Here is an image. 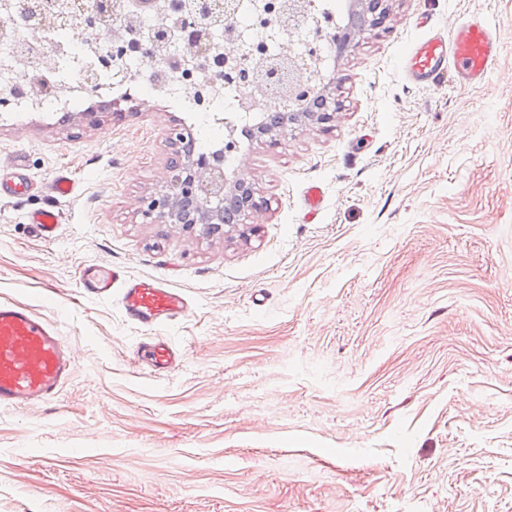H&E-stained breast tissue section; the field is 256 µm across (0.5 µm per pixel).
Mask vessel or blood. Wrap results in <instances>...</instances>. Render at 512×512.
<instances>
[{
  "mask_svg": "<svg viewBox=\"0 0 512 512\" xmlns=\"http://www.w3.org/2000/svg\"><path fill=\"white\" fill-rule=\"evenodd\" d=\"M502 46L488 18L468 17L453 30L432 29L428 38L405 45L399 63L408 81L423 89L436 87L452 73L462 87L484 85L495 72ZM33 188L23 163L11 180L0 182V195L22 196ZM59 222L55 209L34 212L30 223L41 238H52ZM82 294L110 298L119 293L125 316L140 326L158 327L184 318L187 298L156 278H131L118 267L90 266L79 277ZM143 365L156 373L175 363L172 344L158 339L145 345ZM75 354L54 321L23 304L0 301V409H21L55 399L70 378Z\"/></svg>",
  "mask_w": 512,
  "mask_h": 512,
  "instance_id": "vessel-or-blood-1",
  "label": "vessel or blood"
}]
</instances>
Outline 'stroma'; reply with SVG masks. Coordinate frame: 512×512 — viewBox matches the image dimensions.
<instances>
[{
	"mask_svg": "<svg viewBox=\"0 0 512 512\" xmlns=\"http://www.w3.org/2000/svg\"><path fill=\"white\" fill-rule=\"evenodd\" d=\"M481 13L503 46L484 86L407 81L401 46ZM350 37L340 111L239 143L265 206L214 235L143 202L172 191L171 128L229 131L158 103L0 121V170L24 156L39 185L0 199V300L76 354L56 401L0 410V512H512V0H387ZM88 264L191 312L134 325L79 293ZM155 336L184 356L148 377ZM30 223L41 238H52L59 224V213L53 208L42 209L30 216Z\"/></svg>",
	"mask_w": 512,
	"mask_h": 512,
	"instance_id": "stroma-1",
	"label": "stroma"
}]
</instances>
